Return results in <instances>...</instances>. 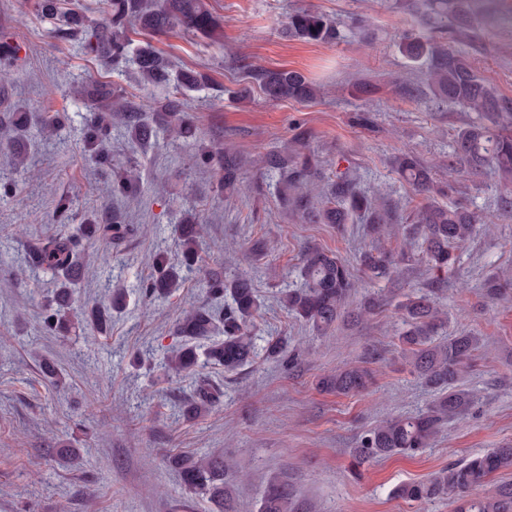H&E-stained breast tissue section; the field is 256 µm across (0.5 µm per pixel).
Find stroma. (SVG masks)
I'll return each instance as SVG.
<instances>
[{
    "label": "stroma",
    "instance_id": "1",
    "mask_svg": "<svg viewBox=\"0 0 512 512\" xmlns=\"http://www.w3.org/2000/svg\"><path fill=\"white\" fill-rule=\"evenodd\" d=\"M34 2L0 0V41L18 48L0 78V113L64 110L69 119L61 137L20 141L34 176L23 187V205L0 200V512H180L185 493L168 462L175 453H220L229 465L246 463L233 484L251 508L278 478L294 488L298 512H455L450 498L418 503L393 491L487 449L512 446V301L490 300L480 288L490 272L512 270V212L500 207L512 185L490 170L452 181L441 167L456 131L472 115L445 103L425 104L423 71L400 52L398 38L428 28L406 0H209L223 20L221 36L178 30L145 36L174 70L209 75L208 88L190 95L205 142L239 148L254 159L305 132L321 187L343 176L357 190H377L376 207L398 219L392 246L403 244L409 232L402 216L425 202L394 171L404 151L436 164V180L454 183V199L490 220L489 230L465 245L458 270L435 276L411 249L399 278L358 289L348 320L325 336L281 307L279 280L295 275L306 245L355 259L371 241L366 218L310 223L283 209L251 165L241 191L228 195L212 173L189 172L187 151L170 145L163 129L137 151L112 134L104 145L111 167L95 164L82 141L85 107L65 91L77 78L135 96V75L109 70L75 43L51 38ZM299 10L325 16L338 38L308 43L292 36L288 17ZM475 31L464 42L472 66L512 98V20L479 22ZM261 68L302 72L315 98L267 100L255 77ZM131 161L141 168V195L107 196L113 169ZM62 198L74 204L65 223L56 214ZM184 209L206 226L204 269L253 276L265 299L260 334L287 339L299 354L294 367L260 358L234 374L211 366L195 374L162 371L165 357L182 342L175 334L178 319L208 303L201 273L169 297L146 303L139 294L156 253L176 258L174 219ZM112 210L139 230L113 245L108 263L98 243H83L75 306L103 303L113 286L127 288L126 307L113 314L107 334L51 335L41 315L57 278L42 269L24 271L28 248L73 234L84 222L103 223ZM258 238L270 249L255 259L248 249ZM418 290L434 291L446 304L448 335L465 330L483 340L458 381L472 392V406L423 453L356 464L353 450L374 422L424 409L435 397L412 374L395 332L398 304ZM46 359L56 364L58 382L43 375ZM347 363L373 370V385L359 395L322 391L320 380ZM200 377L223 397L209 412L190 417L183 408Z\"/></svg>",
    "mask_w": 512,
    "mask_h": 512
}]
</instances>
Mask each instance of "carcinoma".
Segmentation results:
<instances>
[{"label": "carcinoma", "mask_w": 512, "mask_h": 512, "mask_svg": "<svg viewBox=\"0 0 512 512\" xmlns=\"http://www.w3.org/2000/svg\"><path fill=\"white\" fill-rule=\"evenodd\" d=\"M39 17L53 24L52 32L60 39L77 43L84 54H95L114 69L131 67L148 94L138 101L128 98L120 105L119 127L128 138L147 146L156 135V127H165L175 141L192 151V167L219 175L224 190H232L241 179V161L220 146H208L198 139L194 117L190 115L181 91H198L208 85V76L194 71L172 72V64L149 44H137L131 38L135 28L148 33H164L174 29L211 38L220 29L216 16L206 0H100L99 19L88 21L84 14L62 9L60 0H36ZM431 33L420 37L406 33L401 49L411 61L426 68L431 99L448 102L464 112H473L477 120L458 130L448 152V175L464 176L492 168L506 183H512V99L493 90L473 68L468 54L451 46L455 35L467 36L474 18L485 13L502 19L505 13L491 0H417ZM288 31L306 42H327L336 38L335 27L322 15L304 10L288 16ZM262 92L270 100L314 98L315 88L302 73L277 70L259 73ZM67 117L57 115L50 120L34 118L27 112H5L0 126L5 130L37 137L43 131L59 132ZM112 132V107L104 106L86 119L85 148L100 165L110 164L100 146ZM395 169L420 195L435 192L432 167L415 154L404 152L395 158ZM266 173L277 175L278 201L291 206L316 224H343L351 212L367 216L375 243L352 265L342 256L317 247H307L301 254L299 280L284 284L278 300L287 313L302 320L318 332L330 329L345 314L351 292L359 279L369 281L390 278L399 273L406 260L405 249L382 245L386 225L392 223L387 212L373 206L372 198L360 193L348 181H339L329 190L327 201L313 202L312 186L318 171L310 154L297 149L288 151L283 145L266 155ZM28 173L27 157L18 154L9 160V173L0 183L5 197L22 203L19 180ZM143 182L137 164L130 163L112 174L114 196L137 197ZM413 230L412 241L418 244L429 270L441 273L457 264L456 251L469 241L477 225L485 223L476 211L460 202L447 205L428 201L407 217ZM133 227L122 215L112 213L103 224H82L76 234L51 236L35 243L28 252L29 264L52 271L60 278L53 303L43 314L45 329L58 336H70L83 330V324L96 332L107 331L112 311L126 306L124 289L117 288L107 305H96L76 315L71 313L72 288L80 279L79 251L83 239H123ZM181 259L174 264L161 254L154 256L155 274L142 281L141 295L146 299L171 295L180 287L187 273L200 269V247L203 222L186 211L175 225ZM207 292L214 300L224 301L223 315L203 308L185 313L177 332L186 342L171 351L164 364L165 372H191L199 360L235 372L254 361L258 355L278 357L286 343L269 339L263 346L256 342V321L262 314L263 301L253 279L237 274L224 275L210 269L205 275ZM482 287L491 296L512 294V278L494 273L484 279ZM401 328L398 340L403 356L414 374L426 386L437 391V397L426 411L413 416L391 417L379 421L360 437L355 459L369 461L394 454L414 456L430 447L448 420L462 416L470 405L469 393L456 383L462 364L470 360L479 347V338L460 333L439 339V330L448 322L447 310L424 293H412L399 304ZM222 325L224 337L209 342L198 351L195 342L209 337L216 324ZM371 382L368 369L349 366L323 378L321 386L338 394L354 395ZM220 400V390L206 380L200 381L188 412L196 415L212 408ZM171 465L179 471L190 494L203 495L217 512H239V506L228 485L224 459L211 455L197 458L173 455ZM512 447L490 448L460 463L439 470L426 482L399 486L395 494L408 501H429L443 494L455 496L456 512H512ZM482 490L475 497L473 491ZM295 495L286 482L275 481L259 500L258 512H294Z\"/></svg>", "instance_id": "carcinoma-1"}]
</instances>
